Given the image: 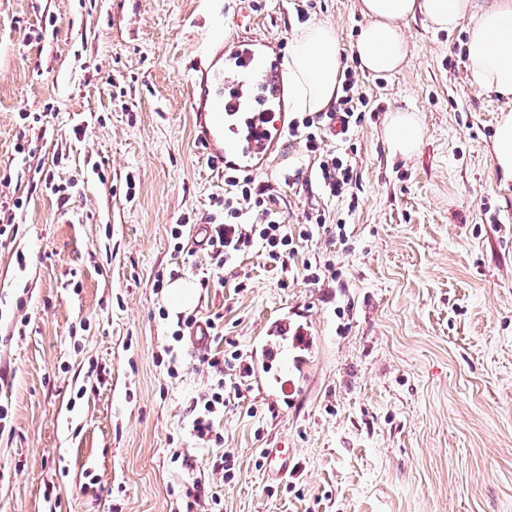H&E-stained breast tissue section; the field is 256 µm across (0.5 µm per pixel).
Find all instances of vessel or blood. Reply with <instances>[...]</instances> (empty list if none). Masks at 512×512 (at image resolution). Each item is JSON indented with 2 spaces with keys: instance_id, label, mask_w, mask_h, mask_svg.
<instances>
[{
  "instance_id": "b4317fda",
  "label": "vessel or blood",
  "mask_w": 512,
  "mask_h": 512,
  "mask_svg": "<svg viewBox=\"0 0 512 512\" xmlns=\"http://www.w3.org/2000/svg\"><path fill=\"white\" fill-rule=\"evenodd\" d=\"M197 80L200 95L194 112L204 154L219 172L256 174L285 125L284 113L272 108L281 93L277 73L270 68L258 72L253 44L240 42L230 47L226 65L199 63ZM311 344L305 328L280 315L251 349L253 382L287 392L293 386L288 352L307 351Z\"/></svg>"
}]
</instances>
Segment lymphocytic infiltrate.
Listing matches in <instances>:
<instances>
[{"mask_svg":"<svg viewBox=\"0 0 512 512\" xmlns=\"http://www.w3.org/2000/svg\"><path fill=\"white\" fill-rule=\"evenodd\" d=\"M367 101L358 91L352 71H345L342 94L331 111L306 113L298 116L288 127L289 137L303 141L307 152L319 158L317 179L329 196L341 198L351 193L358 180V172L343 148L322 150V136L335 130L339 140H346L362 120ZM229 191L224 196V220L210 225L208 248L217 270L232 267L238 257L247 251L260 253L267 267L279 271V287H287L286 272L298 262L300 243L327 232L326 217L316 214L313 222L289 228L275 207V189L255 182L251 177L225 176ZM301 263V262H298ZM303 277L318 283L322 276L335 275L332 260L322 263L303 262ZM203 364L215 375L216 383L202 406L191 407V428L194 436L206 444H221L222 438L214 429V416L229 403L224 391L226 377L243 383L249 375L244 355L239 350H228L221 355H206Z\"/></svg>","mask_w":512,"mask_h":512,"instance_id":"f902f5d3","label":"lymphocytic infiltrate"}]
</instances>
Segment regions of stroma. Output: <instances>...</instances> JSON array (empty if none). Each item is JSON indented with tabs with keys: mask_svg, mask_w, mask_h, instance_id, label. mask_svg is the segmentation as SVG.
Returning <instances> with one entry per match:
<instances>
[{
	"mask_svg": "<svg viewBox=\"0 0 512 512\" xmlns=\"http://www.w3.org/2000/svg\"><path fill=\"white\" fill-rule=\"evenodd\" d=\"M221 2L225 44L282 64L318 20L356 71L369 105L351 195L284 185L318 167L295 139L257 176L288 225L347 222V244L299 248L341 277L297 267L281 288L253 251L236 288L208 251L173 249L171 225L220 216L226 189L190 110L209 0H0V225L17 227L0 244V512H512V181L491 153L508 102L474 85L467 25L403 22L406 64L372 74L351 54L359 0ZM395 109L423 127L408 158L382 138ZM177 278L196 287L188 314L224 328L212 352H249L279 313L313 337L287 401L232 397L219 447L189 432L213 379L172 338ZM266 448L287 449V477Z\"/></svg>",
	"mask_w": 512,
	"mask_h": 512,
	"instance_id": "1",
	"label": "stroma"
}]
</instances>
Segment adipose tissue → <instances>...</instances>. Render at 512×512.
<instances>
[{"mask_svg":"<svg viewBox=\"0 0 512 512\" xmlns=\"http://www.w3.org/2000/svg\"><path fill=\"white\" fill-rule=\"evenodd\" d=\"M367 24L353 53L361 67L380 74L399 70L410 49L400 28L403 20L422 17L439 31L469 22L467 66L478 86L512 96V0H359ZM342 56L335 29L311 21L293 36L282 81L292 113L323 112L340 93ZM392 154L408 157L420 147L422 128L413 113L395 110L383 129Z\"/></svg>","mask_w":512,"mask_h":512,"instance_id":"1","label":"adipose tissue"}]
</instances>
